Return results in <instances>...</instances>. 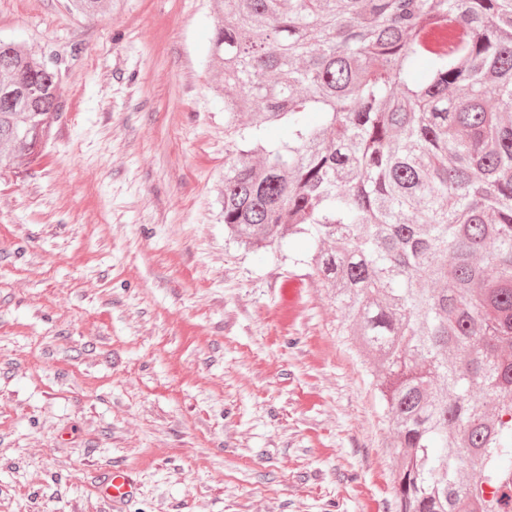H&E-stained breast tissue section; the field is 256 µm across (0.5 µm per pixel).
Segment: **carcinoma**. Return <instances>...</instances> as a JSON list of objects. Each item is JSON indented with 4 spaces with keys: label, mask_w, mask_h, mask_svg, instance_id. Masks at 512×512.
Here are the masks:
<instances>
[{
    "label": "carcinoma",
    "mask_w": 512,
    "mask_h": 512,
    "mask_svg": "<svg viewBox=\"0 0 512 512\" xmlns=\"http://www.w3.org/2000/svg\"><path fill=\"white\" fill-rule=\"evenodd\" d=\"M216 9L224 229L253 252L315 245L380 363L396 512H512V0ZM59 84L0 39L1 170L38 156L22 133L49 134Z\"/></svg>",
    "instance_id": "carcinoma-1"
}]
</instances>
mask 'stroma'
<instances>
[{
    "label": "stroma",
    "instance_id": "35a3bbf8",
    "mask_svg": "<svg viewBox=\"0 0 512 512\" xmlns=\"http://www.w3.org/2000/svg\"><path fill=\"white\" fill-rule=\"evenodd\" d=\"M212 0H0L57 61L42 155L0 171V512H394L376 367L287 241L230 242ZM103 499L116 510L117 505L128 503L134 498L136 487L129 473L124 469H112L97 487Z\"/></svg>",
    "mask_w": 512,
    "mask_h": 512
}]
</instances>
